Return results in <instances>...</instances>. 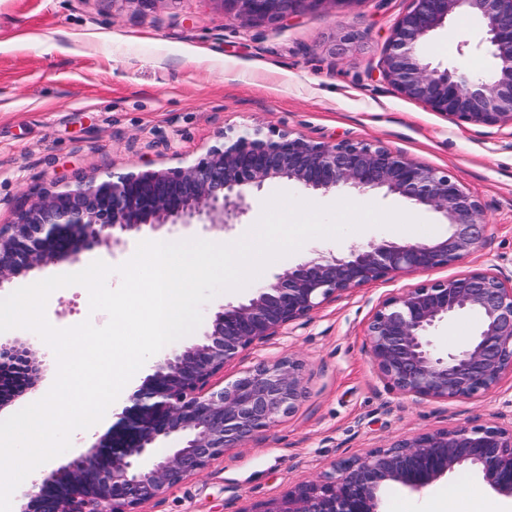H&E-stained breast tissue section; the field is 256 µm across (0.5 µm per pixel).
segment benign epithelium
Listing matches in <instances>:
<instances>
[{"mask_svg":"<svg viewBox=\"0 0 512 512\" xmlns=\"http://www.w3.org/2000/svg\"><path fill=\"white\" fill-rule=\"evenodd\" d=\"M228 21L281 22L330 2L219 0ZM390 30L380 72L401 96L452 122L512 128V0H409ZM477 18L491 68L440 69L426 39L457 15ZM286 180L305 190L385 188L446 219L448 232L423 242L371 240L348 251L321 252L288 265L246 300L223 304L199 337L167 351L116 413L112 431L23 492L29 512H142L166 489L202 471L228 448L294 413L306 394L304 363L292 356L261 362L219 387L213 379L243 351L310 317L350 290L448 267L477 252L488 225L480 199L446 169L418 163L382 145L316 142L290 131L224 132L220 147L197 162L165 171L55 184L24 200L16 220L0 225V284L36 268L76 262L145 228L201 224L225 233L245 214L254 190ZM478 318L461 349L441 351L439 326L460 313ZM371 359L403 397L472 400L512 376V274L473 269L393 293L365 326ZM40 361L28 336L0 337V407L36 385ZM161 443L165 451H156ZM461 467L512 497V399L482 424L401 436L336 461L316 480L243 512H380L385 491L421 492Z\"/></svg>","mask_w":512,"mask_h":512,"instance_id":"7a95c632","label":"benign epithelium"}]
</instances>
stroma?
<instances>
[{
    "mask_svg": "<svg viewBox=\"0 0 512 512\" xmlns=\"http://www.w3.org/2000/svg\"><path fill=\"white\" fill-rule=\"evenodd\" d=\"M408 0H350L290 20L245 27L225 20L216 0H159L139 11L129 0H0V224L15 220L23 193L106 173L185 167L222 142L224 131H292L317 142H377L408 158L449 170L483 204L482 248L453 266L360 287L322 306L292 333L243 351L224 369L232 380L259 361L293 354L304 364L306 396L292 415L227 449L143 512H244L330 471L339 459L417 432L480 424L512 399V381L473 400L415 402L388 388L371 360L365 324L386 297L471 269H512V130L458 125L400 96L379 72L389 31ZM354 40H347V33ZM484 32L468 16L429 38L442 68L483 69ZM278 192L329 206L338 194L303 191L283 181L256 192L248 214L225 234L203 226H167L162 237L231 243L258 222ZM348 200L398 209L431 231L369 227L342 238H314L260 274L270 281L315 250H344L372 239L420 241L446 233L435 211L396 194L352 191ZM139 236L79 263L30 271L0 284V298L58 271L101 260L118 266ZM48 321L68 328L105 324L78 286L54 291ZM495 512L512 506L469 469L420 493L394 486L381 512Z\"/></svg>",
    "mask_w": 512,
    "mask_h": 512,
    "instance_id": "obj_1",
    "label": "stroma"
}]
</instances>
